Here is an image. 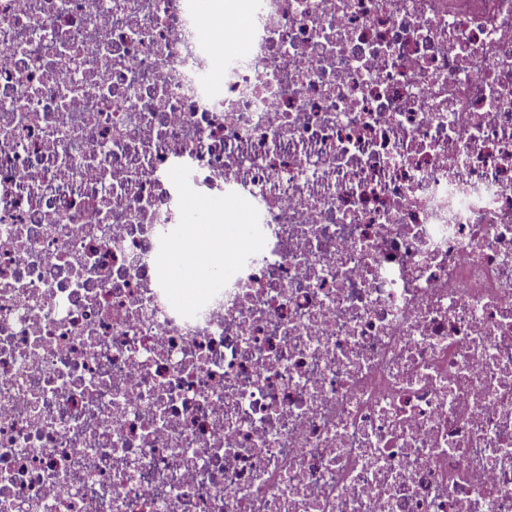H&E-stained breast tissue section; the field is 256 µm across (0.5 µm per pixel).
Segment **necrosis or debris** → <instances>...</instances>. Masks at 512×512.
Returning <instances> with one entry per match:
<instances>
[{"mask_svg":"<svg viewBox=\"0 0 512 512\" xmlns=\"http://www.w3.org/2000/svg\"><path fill=\"white\" fill-rule=\"evenodd\" d=\"M0 512H512V0H0ZM202 202L207 203L211 210L224 214L226 223H224V217L220 216L218 219L214 218L209 224H201L191 245L179 242L174 246L169 270L168 266L160 265L159 267L162 276L169 277L170 272V276L179 281L176 283L179 288H185L181 280L186 281L183 271L186 269L188 256L197 250L205 251L211 259V268L208 274L196 276L187 285V288H194L195 291L211 288L214 285V277L224 272V267L230 259L226 254L228 250L225 247V240L235 230V224H238V221L233 220V217L227 214V210L225 213L224 199L221 196H211L202 199Z\"/></svg>","mask_w":512,"mask_h":512,"instance_id":"necrosis-or-debris-1","label":"necrosis or debris"}]
</instances>
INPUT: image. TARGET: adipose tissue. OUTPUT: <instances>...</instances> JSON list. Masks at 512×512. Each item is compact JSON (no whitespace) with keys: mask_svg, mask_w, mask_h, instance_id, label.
<instances>
[{"mask_svg":"<svg viewBox=\"0 0 512 512\" xmlns=\"http://www.w3.org/2000/svg\"><path fill=\"white\" fill-rule=\"evenodd\" d=\"M234 230L233 225L224 223L223 219H215L211 223L200 225L192 243H177L172 251V263L169 272L172 278L182 279L189 255L197 250L207 253L211 259L209 273L196 276L190 283L191 288L202 291L211 288L214 277L223 272L229 262L225 240Z\"/></svg>","mask_w":512,"mask_h":512,"instance_id":"obj_1","label":"adipose tissue"}]
</instances>
